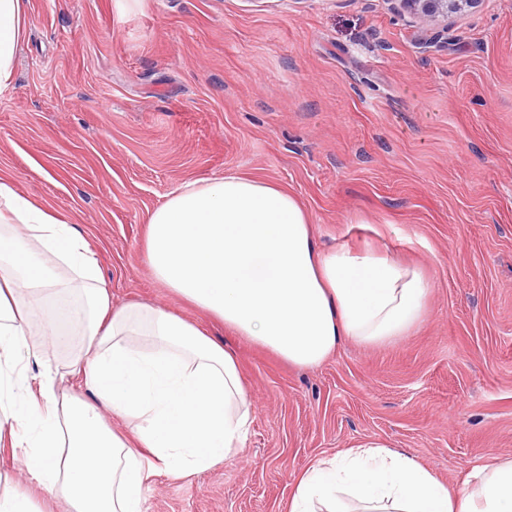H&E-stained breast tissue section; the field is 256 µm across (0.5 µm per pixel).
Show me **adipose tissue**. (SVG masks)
Listing matches in <instances>:
<instances>
[{
  "mask_svg": "<svg viewBox=\"0 0 512 512\" xmlns=\"http://www.w3.org/2000/svg\"><path fill=\"white\" fill-rule=\"evenodd\" d=\"M24 5L0 0V90ZM145 258L179 298L301 368L347 339L406 335L427 310L417 267L323 247L294 196L230 172L171 191L149 218ZM67 348L62 372L46 355ZM33 360L43 364L34 383ZM63 376L71 385L56 391ZM252 414L233 353L165 308L113 303L85 237L0 177V417L27 477L0 491V512H146L143 453L177 477L210 469L244 446ZM476 478L453 490L411 454L373 444L317 459L286 512H512V462L485 464Z\"/></svg>",
  "mask_w": 512,
  "mask_h": 512,
  "instance_id": "1",
  "label": "adipose tissue"
}]
</instances>
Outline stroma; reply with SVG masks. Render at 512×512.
<instances>
[{
  "label": "stroma",
  "instance_id": "obj_1",
  "mask_svg": "<svg viewBox=\"0 0 512 512\" xmlns=\"http://www.w3.org/2000/svg\"><path fill=\"white\" fill-rule=\"evenodd\" d=\"M224 171L287 190L325 246L418 266L421 324L297 368L164 288L152 212ZM0 175L86 237L114 302L238 356L244 448L153 474L147 512H280L312 461L368 444L452 488L512 459V0L431 24L399 0H26Z\"/></svg>",
  "mask_w": 512,
  "mask_h": 512
}]
</instances>
